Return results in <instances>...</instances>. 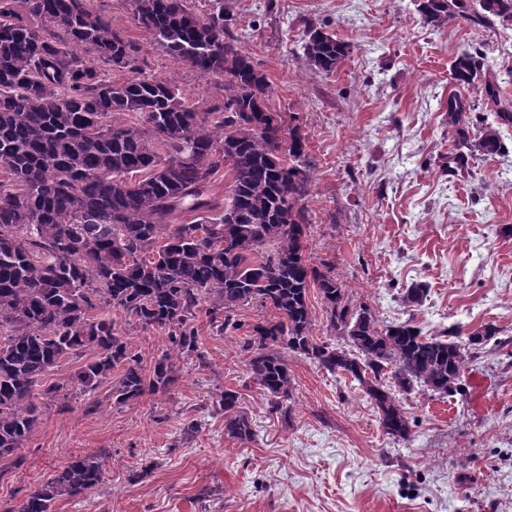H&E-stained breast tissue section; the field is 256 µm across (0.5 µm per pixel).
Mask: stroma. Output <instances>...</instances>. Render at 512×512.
I'll list each match as a JSON object with an SVG mask.
<instances>
[{"label":"stroma","instance_id":"1","mask_svg":"<svg viewBox=\"0 0 512 512\" xmlns=\"http://www.w3.org/2000/svg\"><path fill=\"white\" fill-rule=\"evenodd\" d=\"M112 28L140 49L147 73L176 86L201 109L223 94L174 61L137 27L127 0H96ZM197 12L223 7L228 34L266 74L274 111L300 118L310 163L304 198L310 264L331 263L353 303L390 325L407 320L425 333L455 331L466 342L491 324L499 333L477 353L461 392L421 388L401 394L410 440L387 435L357 383L301 355L287 413L269 412L258 387L243 388L252 326L272 318L252 301L239 330L213 335L208 314L194 326L203 359L181 367L169 393L116 409L87 411L69 396L66 411L45 410L0 477V503L18 504L74 456L98 455L105 480L61 498L56 512H512V126L508 147L475 155L468 174H449L450 66L469 47L484 51L489 73L512 67V30L458 18L427 25L414 0H193ZM322 25L350 46L330 75L309 65L308 26ZM424 285L422 305L405 306ZM242 389L256 436L224 433L212 401ZM198 433H182L183 418ZM138 481H130L132 472Z\"/></svg>","mask_w":512,"mask_h":512}]
</instances>
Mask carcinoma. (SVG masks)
Masks as SVG:
<instances>
[{"mask_svg": "<svg viewBox=\"0 0 512 512\" xmlns=\"http://www.w3.org/2000/svg\"><path fill=\"white\" fill-rule=\"evenodd\" d=\"M129 2L138 27L204 87L224 92L222 105L201 110L146 74L139 48L112 30L94 0H0V460L22 448L42 406L64 390L79 392L90 410L105 383L121 409L170 391L178 363L203 356L197 313L205 310L221 336L240 328L236 310L257 299L275 319L252 326L246 379L271 410L287 413L286 354H301L357 382L386 434L410 440L397 394L416 386L458 392L468 360L497 329L475 330L463 345L453 332L425 336L408 321L385 325L354 305L331 269L308 263L307 211L299 205L310 179L304 136L297 117L271 109L269 81L252 57L226 40L224 8L201 15L190 0ZM416 7L438 27L461 17L512 29V0H478L475 9L470 0H416ZM304 53L327 75L349 56L347 44L316 26L307 28ZM114 70L125 80H112ZM451 75L460 88L482 79L486 99H500L478 49L457 55ZM470 111L463 94L448 95L451 173L469 169L472 149L485 158L508 152L492 126L471 142ZM225 168L221 200L212 185ZM186 213L195 220L180 221ZM311 288L345 344L314 338ZM114 310L129 326L168 332L171 347L150 369L132 353ZM73 359L81 361L73 374L54 377ZM217 403L224 434L254 440L242 393L226 389ZM103 481L100 457L70 458L0 512H55L60 498Z\"/></svg>", "mask_w": 512, "mask_h": 512, "instance_id": "carcinoma-1", "label": "carcinoma"}]
</instances>
